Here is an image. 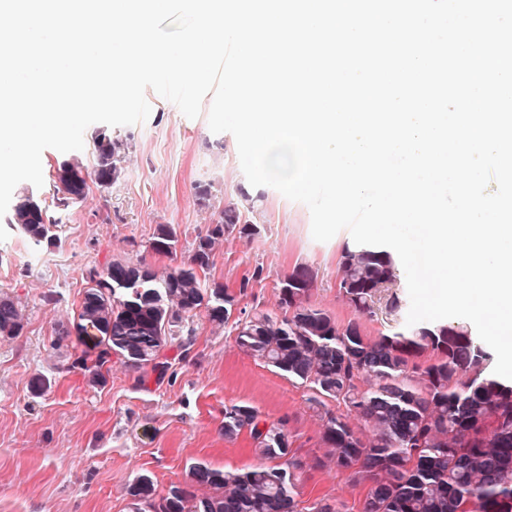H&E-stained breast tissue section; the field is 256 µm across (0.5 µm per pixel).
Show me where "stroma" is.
<instances>
[{"label":"stroma","mask_w":512,"mask_h":512,"mask_svg":"<svg viewBox=\"0 0 512 512\" xmlns=\"http://www.w3.org/2000/svg\"><path fill=\"white\" fill-rule=\"evenodd\" d=\"M146 99L147 121L119 129L134 144L123 179L106 190L90 187L59 225L60 246L31 250L14 229L0 242V292L13 296L26 318L20 336L0 339V512H128L126 488L138 476H150L162 493L184 482L197 460L247 468L256 462L249 436L229 441L222 430L231 404L251 405L270 421L287 419L295 449L320 451L311 390L243 351L234 323L217 327L199 315L189 358L168 350L165 377L115 359L97 386L76 363V336L59 333L74 326L91 266L129 258L158 264L149 240L160 224L176 229L178 256L186 258L209 224L195 184L213 181L223 197L234 198L247 183L232 134L212 133L206 115L187 118L154 91ZM263 192L253 215L260 235L226 237L209 279L238 291V310L273 311L280 279L306 263L318 273L313 302L339 322L353 319L336 281L349 231L315 241L306 205L268 186ZM49 292L50 304L43 300ZM38 375L47 389L34 388ZM366 490L348 473L326 468L300 482L299 506L312 512L326 498L340 512H359Z\"/></svg>","instance_id":"35a3bbf8"}]
</instances>
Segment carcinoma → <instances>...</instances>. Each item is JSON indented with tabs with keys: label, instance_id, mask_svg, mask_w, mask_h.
Returning <instances> with one entry per match:
<instances>
[{
	"label": "carcinoma",
	"instance_id": "cac0c4a2",
	"mask_svg": "<svg viewBox=\"0 0 512 512\" xmlns=\"http://www.w3.org/2000/svg\"><path fill=\"white\" fill-rule=\"evenodd\" d=\"M91 140L92 164L79 153L56 163L52 205L31 186L15 193L7 224L29 247L58 245L61 215L86 198L89 183L110 188L122 180L131 140L104 130ZM194 190L212 220L188 259L178 260L176 230L159 224L149 248L170 264L112 260L88 270L76 326L92 330L98 351L91 360L86 348L77 361L92 383L104 380L101 369L114 357L133 370L150 366L165 375L164 351L190 349L200 312L221 327L237 306L224 283L208 284L201 274L212 266L218 241L259 235L250 214L264 194L242 190L216 207L213 182ZM398 266L390 248L346 243L336 281L355 318L340 324L314 304L317 272L299 263L281 280V313L259 310L238 323L240 348L313 391L323 455L293 449L285 420L269 422L253 406L232 404L224 407V438L248 432L260 463L222 470L197 461L187 481L161 495L151 477L141 475L127 488L129 512H301L300 478L330 465L367 483L360 512H512V380L493 372V355L471 324L398 321L377 336L364 333L363 316H401ZM24 327L18 302L1 294L0 338H14ZM362 380L369 382L365 390ZM327 399L355 413L364 430L327 409Z\"/></svg>",
	"mask_w": 512,
	"mask_h": 512
}]
</instances>
